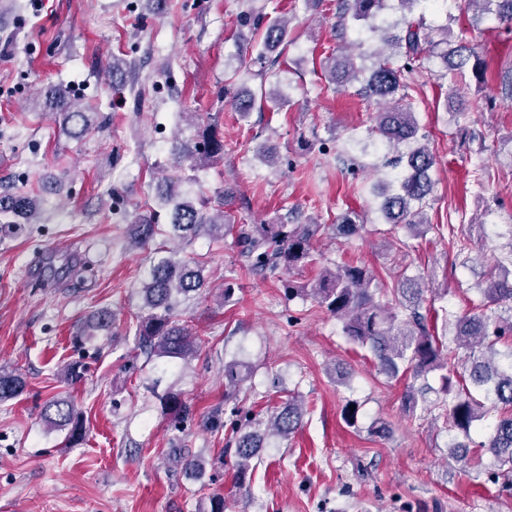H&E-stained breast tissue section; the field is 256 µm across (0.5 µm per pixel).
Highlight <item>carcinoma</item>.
Returning a JSON list of instances; mask_svg holds the SVG:
<instances>
[{
  "mask_svg": "<svg viewBox=\"0 0 512 512\" xmlns=\"http://www.w3.org/2000/svg\"><path fill=\"white\" fill-rule=\"evenodd\" d=\"M468 6L478 5L481 13H493L503 28L512 32V0H464ZM430 9L428 0H338L336 29L345 30L349 21H361L368 31L397 30L389 36L391 52L371 56L376 58L369 74L360 77L362 68L353 58L331 59L332 81L341 86L363 79L360 94L382 105L376 114L374 132L382 143L394 150L387 161L391 168L388 180L378 193V212L385 224L404 227L418 236L427 228L424 207L433 191L430 172L436 156L420 134L413 99L406 93L408 80L420 73L422 56L430 48L445 69L463 71L471 67L475 78L483 83L488 69L465 39L460 38L448 47V37L434 40L423 18H415L418 11ZM240 25L259 36L261 53L257 62L273 69L288 46L287 22L283 19L269 24L259 15L245 13ZM44 110L61 119L62 129L74 138H80L99 128V113L91 111L82 99L64 89H52L46 96ZM177 162L197 158L224 157V140L208 129H203L191 144L178 143L173 149ZM161 200L172 205L170 227L187 244L201 236L222 241L228 235L235 240L236 258L248 273L264 279L283 282L288 296L305 292L336 317L348 340L368 348L377 367L390 379L411 378L405 387L402 406L407 412L421 411L430 415L439 410L446 425L470 437L485 417L484 401L501 407L498 421L486 428L483 440L470 450V444L457 442L456 461L468 472L471 464L482 465L483 456L492 459L491 474L512 477V315L497 313L506 305L512 311V279L509 273L492 274L479 288L482 296L478 308L454 320L453 336H436L428 329V312L424 311L425 289L414 278L404 277L399 282L396 307L392 308L376 298L371 270L351 262L331 271L324 269L311 286H298L283 276L291 270L313 261L315 238L324 229L322 224H241L236 215L224 210L225 202L211 213L207 201L196 207L190 201L179 199L175 184L165 183ZM39 213V202L29 192L0 189V224L15 226L30 224ZM364 225L347 213L338 224L331 226L335 236L350 239L361 234ZM159 234V225L151 216L140 217L132 225L131 239L137 248L152 244ZM208 289L202 265L192 258H179L176 253L160 257L143 284L146 312L137 325L140 344L157 358L187 360L196 355L205 341L192 332L175 315L177 297L201 295ZM115 324L109 309L97 311L83 324L77 339L95 336L99 330H109ZM506 349L501 350L498 345ZM467 358L462 370L467 373L469 385L458 388L448 375L449 360L458 351ZM441 373L443 397L431 401L426 379L431 373ZM253 373L251 363L233 358L224 362V401L232 402L245 387ZM23 390L19 373L0 365V404L16 398ZM304 403L290 397L274 407L265 417H253L233 428L232 439L239 485L249 487L248 474L252 460L268 437L286 440L301 423ZM49 424L68 430V439L78 442L83 438L85 424L82 413L68 399H55L44 409Z\"/></svg>",
  "mask_w": 512,
  "mask_h": 512,
  "instance_id": "obj_1",
  "label": "carcinoma"
}]
</instances>
